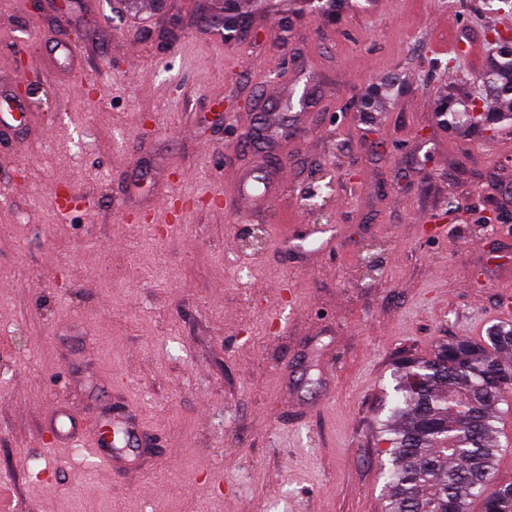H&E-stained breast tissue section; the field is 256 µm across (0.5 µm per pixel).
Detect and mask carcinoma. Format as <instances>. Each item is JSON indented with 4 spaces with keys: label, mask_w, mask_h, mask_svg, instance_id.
<instances>
[{
    "label": "carcinoma",
    "mask_w": 512,
    "mask_h": 512,
    "mask_svg": "<svg viewBox=\"0 0 512 512\" xmlns=\"http://www.w3.org/2000/svg\"><path fill=\"white\" fill-rule=\"evenodd\" d=\"M210 21L227 32L249 29L243 0H222ZM496 57L480 76L485 96L465 104L439 98L438 115L454 127V117L491 130L512 117V40L495 45ZM503 105L487 114V97ZM396 400L379 423L387 444L383 477L385 512H469L471 500L483 512H512V483L495 477V461L505 445L498 439V405L512 400V325L493 327L482 343L460 339L439 343L424 358L398 363Z\"/></svg>",
    "instance_id": "cac0c4a2"
}]
</instances>
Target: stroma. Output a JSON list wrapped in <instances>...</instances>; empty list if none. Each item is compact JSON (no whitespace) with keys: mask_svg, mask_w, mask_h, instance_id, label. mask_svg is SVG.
<instances>
[{"mask_svg":"<svg viewBox=\"0 0 512 512\" xmlns=\"http://www.w3.org/2000/svg\"><path fill=\"white\" fill-rule=\"evenodd\" d=\"M273 2L221 43L213 0H0V89L29 87L26 129L0 141V512H383L397 363L507 322L512 123L435 111L488 57L440 69L432 20L485 37L489 0H378L336 24ZM263 156L288 171L270 211L221 204ZM490 205L508 223L483 224ZM117 394L157 450L123 476L46 422Z\"/></svg>","mask_w":512,"mask_h":512,"instance_id":"35a3bbf8","label":"stroma"}]
</instances>
